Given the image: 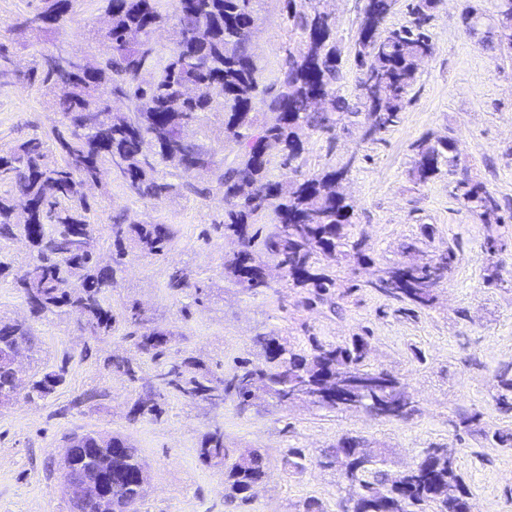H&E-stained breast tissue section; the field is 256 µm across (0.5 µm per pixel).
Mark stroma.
I'll use <instances>...</instances> for the list:
<instances>
[{
  "label": "stroma",
  "mask_w": 512,
  "mask_h": 512,
  "mask_svg": "<svg viewBox=\"0 0 512 512\" xmlns=\"http://www.w3.org/2000/svg\"><path fill=\"white\" fill-rule=\"evenodd\" d=\"M36 5L37 0H0V42L9 45L17 71L10 82L0 83L5 152L59 122L43 90L26 77L32 54L59 49L94 54L88 35L98 26L99 0H78L73 21L39 41L13 29ZM363 5L364 0L323 4L334 18L343 59L340 93L350 100L358 93L354 44ZM309 8L308 0H258L253 47L264 68L262 85L275 80L300 41L292 10ZM431 14L433 51L417 71L396 126L380 140L366 141L359 125L338 124L333 133L308 138L300 163L303 170L317 171L352 161L345 191L356 206L355 230L367 236L375 264L394 259L411 242L440 249L455 244L452 273L438 288L434 308L404 315L399 302L366 287L368 269L352 261L328 267L346 289L334 312L323 305L300 306L299 289L287 283L273 259L269 288L239 290L224 279L222 258L234 243L219 226L223 189L214 177L203 179L206 194L186 191L143 202L122 179L104 174L101 188L88 192L102 263L112 261V216L125 213L138 222L170 225L174 238L160 256L128 251L118 286L107 298L116 323L111 334L98 338L63 313L30 319L13 278L32 261V249L20 236L0 243V317L30 319L35 341L33 350L19 357L23 376L64 372L63 383L45 399L20 397L0 406V512H72L61 484V458L68 438L85 432L120 435L137 448L149 487L136 512H301L311 497L336 512L348 487L325 455L345 434L367 438L392 471L416 463L426 449H454L476 512H512V448L452 425L459 412L474 410L489 426L508 422L492 396L496 369L512 362V247L497 257L503 287L485 286L483 226L452 197V176L443 172L424 184L410 176L417 140L452 139L461 166L499 200L505 232L512 234V56L466 30L468 15L491 23L494 0H436ZM175 268L189 282L178 294L167 287ZM134 304L150 324L171 331L169 358H196L219 376L249 357L259 334L298 347L312 336L338 343L369 337L371 365L403 376L419 411L408 420L381 419L306 403L284 405L271 395L243 410L231 395L212 407L168 392L160 417H132L138 396L161 388L159 363L127 337L125 316ZM115 354L134 360L136 381L113 372L109 360ZM216 428L223 429L231 455L254 448L265 456V477L247 503L226 502L223 467L199 457L204 434ZM292 448L302 450V468L289 466Z\"/></svg>",
  "instance_id": "stroma-1"
}]
</instances>
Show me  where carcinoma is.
Returning a JSON list of instances; mask_svg holds the SVG:
<instances>
[{
    "mask_svg": "<svg viewBox=\"0 0 512 512\" xmlns=\"http://www.w3.org/2000/svg\"><path fill=\"white\" fill-rule=\"evenodd\" d=\"M99 2L104 22L90 31L101 52L95 68L75 73L51 67L41 53L28 70V78L39 81L50 97L67 134L54 128L45 139L30 138L0 154V185L9 186L0 191V241L30 225L36 256L14 282L31 314L72 315L93 334H109L115 318L106 294L116 285L127 246L154 256L167 250L172 240L169 225L130 222L125 214L112 218L115 253L110 265L99 264L95 238L78 237L76 225L92 224L93 216L82 186L95 180L99 168L114 156L121 160L116 172L146 202L182 190L198 191L191 182L178 186L157 178L159 160L185 175H214L224 191V235L238 241L237 249L224 255V280L257 292L266 269L263 257L273 256L292 287L302 290V306L336 308V279L323 262H372L364 238L351 232L355 206L341 190L352 161L304 172L297 160L307 137L326 133L345 119L368 128L371 137L397 123L415 81L416 60L432 51L424 23L435 0H411L413 25L386 31L383 26L396 0H365L355 43L360 75L353 103L338 95L344 75L334 23L318 7L293 15L302 40L289 53L276 83L262 90L261 67L252 50L257 0H175L171 16L161 12L160 0ZM73 8L74 0H39L33 13L17 19L15 29L38 36L54 34L70 20ZM495 13L494 42L509 53L512 0H495ZM171 18L183 38L161 63L150 34ZM124 97L138 102L131 115L113 107ZM218 109L224 112V146L236 150L235 159L222 169L189 134ZM86 115L93 117L87 125L82 123ZM273 142L280 145L287 169L281 181L268 177L267 147ZM414 150L416 181L428 182L443 166L457 174L451 140L426 137ZM452 196L484 224L490 253L504 246L499 234L504 223L501 207L485 184L456 180ZM269 207L274 208L278 225L262 237L253 226ZM454 257L450 246L424 251L411 243L403 247L400 258L377 267L367 286L409 305L410 313L425 310L436 301L434 270L440 269V279L446 280ZM483 280L491 288L502 286L499 264L492 258L483 269ZM128 322L138 351L153 360L167 356L168 330L145 325L135 307ZM32 345L28 325L0 318V403L14 399L20 387V370L8 354ZM253 345L263 361H247L227 379L211 374L193 358L164 363L160 376L180 396L201 401L212 393H227L242 409L273 394L283 402L304 399L328 409L336 408L338 399L356 400L365 409L376 402L396 407L400 419L407 414L405 407L412 400L409 384L370 365L371 346L365 336H355L349 343L310 336L308 347L298 348L259 335ZM495 379V406L512 414V363L500 366ZM63 380L64 370L48 372L31 382L27 396L43 398ZM132 413L160 416L156 394L139 397ZM366 447V440L352 435L342 436L333 447L332 453L344 452L350 463L347 482L352 493L342 507L351 512H474L454 454L427 450L414 467L393 474L381 467V461L362 457L360 449ZM64 455L73 469L90 464L101 473H112L108 495L89 499L83 512H128L131 504L145 497L136 481L144 462L128 440L112 436L97 441L91 433L75 434ZM226 456L224 432L206 433L202 462L222 466ZM264 475L260 450L240 454L225 468V498L248 502V490Z\"/></svg>",
    "mask_w": 512,
    "mask_h": 512,
    "instance_id": "carcinoma-1",
    "label": "carcinoma"
}]
</instances>
